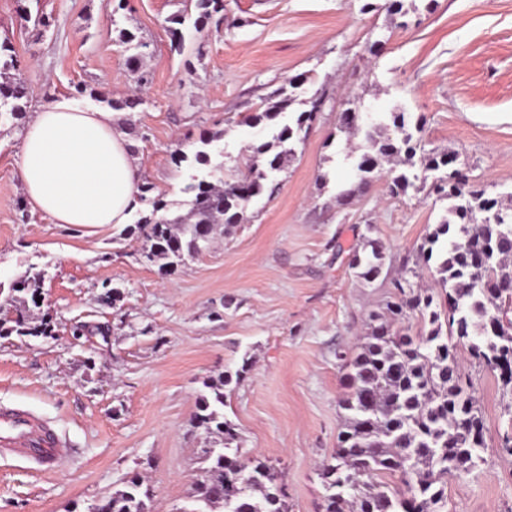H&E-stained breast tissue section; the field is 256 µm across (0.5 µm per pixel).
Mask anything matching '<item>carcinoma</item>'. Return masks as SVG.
I'll return each instance as SVG.
<instances>
[{
  "mask_svg": "<svg viewBox=\"0 0 512 512\" xmlns=\"http://www.w3.org/2000/svg\"><path fill=\"white\" fill-rule=\"evenodd\" d=\"M223 7V0H197L195 28H203ZM90 97L114 109L137 104L135 98L119 101L94 91ZM30 98L31 86L23 75L0 82V115L21 116ZM295 102L284 96L247 118L273 133L271 139L251 145L252 165L238 179L239 187L200 180L191 186L190 211L168 218L162 215L163 197L151 195L152 184H141L139 201L151 210L133 232L149 246L148 259L176 265L201 254L213 225L238 223L253 198L278 190L267 171L282 167L284 146L300 138L316 118L311 109L294 110ZM387 120L395 136L382 139L365 133L369 151L357 163L362 182L378 177V157L402 156L407 169L389 171L392 190H418L427 173L439 172L435 189L451 205L448 217L434 225L419 247V258L433 265L435 287H415L416 272L405 270L394 282L395 298L370 314L361 351L346 364L345 424L332 461L319 473L323 512H442L447 494L441 478L475 467L486 447L482 415L459 373V345L497 371L503 386L512 387V354L506 352L512 349V291L502 289L503 279L512 277V208L470 186L456 156L424 152L415 136L421 121L409 125L404 112H390ZM484 208L500 212L502 222L474 223L473 212ZM349 266L361 280L374 282L383 272L381 246L365 239ZM43 278L44 273L35 272L15 291L30 294L38 308ZM410 316L419 322L414 334L403 326ZM12 334L47 337L53 326L21 315L13 318L6 310L0 316V337ZM246 368L244 364L233 374L204 383L206 392L199 397L197 425L226 442L235 439V428L224 416V388ZM202 454L208 467L195 484L194 496L207 499L208 512H288L287 494L266 461L242 460L237 448H204ZM149 501L150 489L135 475L103 500L99 512H153Z\"/></svg>",
  "mask_w": 512,
  "mask_h": 512,
  "instance_id": "1",
  "label": "carcinoma"
}]
</instances>
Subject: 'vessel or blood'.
Instances as JSON below:
<instances>
[{
    "label": "vessel or blood",
    "mask_w": 512,
    "mask_h": 512,
    "mask_svg": "<svg viewBox=\"0 0 512 512\" xmlns=\"http://www.w3.org/2000/svg\"><path fill=\"white\" fill-rule=\"evenodd\" d=\"M68 454L66 439L50 421L25 407L0 404V456L51 472Z\"/></svg>",
    "instance_id": "obj_1"
}]
</instances>
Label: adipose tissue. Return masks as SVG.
<instances>
[{
	"mask_svg": "<svg viewBox=\"0 0 512 512\" xmlns=\"http://www.w3.org/2000/svg\"><path fill=\"white\" fill-rule=\"evenodd\" d=\"M19 175L32 210L57 224L126 223L141 172L126 115L60 97L27 125Z\"/></svg>",
	"mask_w": 512,
	"mask_h": 512,
	"instance_id": "1",
	"label": "adipose tissue"
}]
</instances>
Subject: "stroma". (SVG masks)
Here are the masks:
<instances>
[{
	"label": "stroma",
	"instance_id": "stroma-1",
	"mask_svg": "<svg viewBox=\"0 0 512 512\" xmlns=\"http://www.w3.org/2000/svg\"><path fill=\"white\" fill-rule=\"evenodd\" d=\"M196 17L195 0H0V41L9 40L32 104L75 96L89 105L80 86L138 98L127 127L142 178L173 215L189 209L188 185L208 173L175 163V151L207 149L235 182L265 135L247 117L295 79L298 102L324 93L273 175L277 192L170 271L128 231L148 205L125 225L20 214L27 122H0V304L11 306L27 271L42 270L44 303L31 314L54 323L48 338H0V402L51 419L70 446L49 474L0 459V512H91L135 475L156 512H183L201 451L214 445L193 421L197 398L204 382L238 369L224 415L243 456L276 467L288 512H321L319 469L346 415L338 355L358 351L392 278L448 209L428 183L393 192L384 160L380 177L361 183L349 156L360 139L338 126L343 103L354 101L363 127L396 110L422 121L426 150L456 155L471 183L512 206V0H435L404 16L387 0H224L203 31ZM124 30L132 43L121 42ZM366 233L385 256L370 284L348 266ZM461 372L486 449L470 472L445 477L444 512H512V450L502 446L512 392L478 362L463 361Z\"/></svg>",
	"mask_w": 512,
	"mask_h": 512
}]
</instances>
